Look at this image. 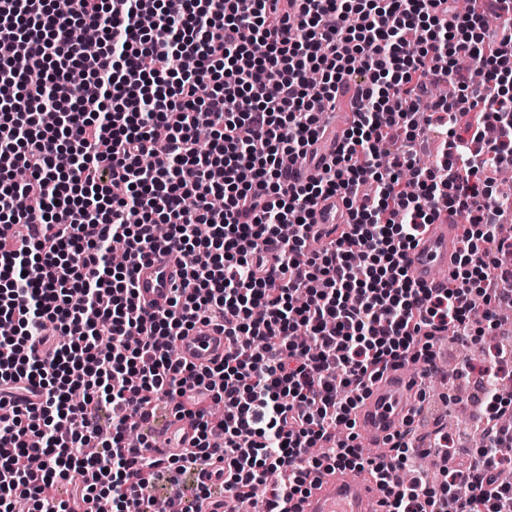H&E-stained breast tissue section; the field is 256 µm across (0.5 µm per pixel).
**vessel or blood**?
<instances>
[{
    "label": "vessel or blood",
    "mask_w": 512,
    "mask_h": 512,
    "mask_svg": "<svg viewBox=\"0 0 512 512\" xmlns=\"http://www.w3.org/2000/svg\"><path fill=\"white\" fill-rule=\"evenodd\" d=\"M346 209L336 197L321 200L314 210L313 223L343 222ZM460 219L443 215L440 223L427 231L411 248L405 259L410 277L419 283L442 286L441 271L447 270L455 252ZM182 280L181 266L175 254L159 252L143 261L136 273L135 288L140 307L148 312L166 307L176 284ZM177 349L189 362L210 364L224 355V335L211 326H197L177 342ZM413 403L407 377L389 372L384 383L372 388L356 414L361 438L375 446H385L404 422ZM194 420L183 416L172 419L165 429L164 445L154 452L164 460L189 447L194 437ZM299 512H383V494L370 478L350 471L320 475L315 488L298 504Z\"/></svg>",
    "instance_id": "vessel-or-blood-1"
}]
</instances>
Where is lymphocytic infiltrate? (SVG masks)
<instances>
[{
  "instance_id": "1",
  "label": "lymphocytic infiltrate",
  "mask_w": 512,
  "mask_h": 512,
  "mask_svg": "<svg viewBox=\"0 0 512 512\" xmlns=\"http://www.w3.org/2000/svg\"><path fill=\"white\" fill-rule=\"evenodd\" d=\"M292 3L0 0V512H145L155 482L180 489L214 459L234 500L265 486L266 512L328 467L369 471L385 512H512V426L442 455L436 488L393 481L420 454L406 436L376 458L353 432L389 371L431 364L444 336L482 343L512 301L495 232L512 192L489 176L512 168V0ZM426 127L445 138L424 167ZM330 196L345 223H311ZM445 211L463 222L447 286L428 288L403 261ZM157 251L182 257L183 285L147 313L134 274ZM200 323L224 334L204 366L175 353ZM483 363L486 417L512 414L491 384L506 356ZM190 388L224 414L194 412L192 448L159 464L158 407L185 414ZM56 483L72 492L47 503Z\"/></svg>"
}]
</instances>
